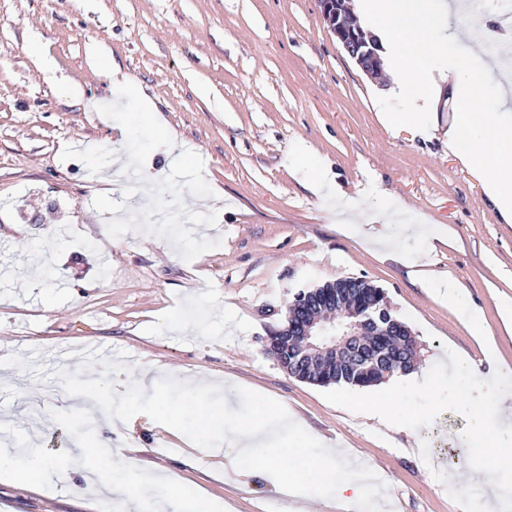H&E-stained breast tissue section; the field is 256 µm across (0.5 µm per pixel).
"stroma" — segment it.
<instances>
[{
    "label": "stroma",
    "mask_w": 512,
    "mask_h": 512,
    "mask_svg": "<svg viewBox=\"0 0 512 512\" xmlns=\"http://www.w3.org/2000/svg\"><path fill=\"white\" fill-rule=\"evenodd\" d=\"M503 15L498 0L476 15L462 0L447 33L496 72L480 21ZM33 39L40 55L28 51ZM123 81L139 98L116 100ZM395 92L336 42L316 0H0V352L53 371L56 349L69 347L74 371L90 341L134 381L154 365L237 383L375 471L387 486L381 512H471L484 481L464 500L455 483L479 431L512 448V426L471 410L482 385L446 405L417 374L391 378L418 414L423 463L409 432L364 416L359 402L377 387L302 382L264 350L299 290L363 277L411 330L420 367L452 378L450 356H490L500 393L512 394V330L494 302L512 297V223L448 150L455 97L435 95L429 129L412 137L382 120L376 99ZM308 153L330 174L316 192ZM340 198L373 232L423 225L404 250L454 277L464 303L434 300L411 267L345 233ZM44 387L0 367V454L45 460L39 489L0 482V512H105L112 496L86 480L88 447L140 481L139 512L167 495L146 482L154 470L229 512H285L273 478L230 472L144 414L117 428L83 423L66 392L46 399Z\"/></svg>",
    "instance_id": "stroma-1"
}]
</instances>
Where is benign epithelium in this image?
I'll return each mask as SVG.
<instances>
[{
	"label": "benign epithelium",
	"instance_id": "1",
	"mask_svg": "<svg viewBox=\"0 0 512 512\" xmlns=\"http://www.w3.org/2000/svg\"><path fill=\"white\" fill-rule=\"evenodd\" d=\"M329 30L369 77L381 68L383 47L372 34L353 25L344 0H317ZM318 289L299 294L302 315L289 314L285 324L270 332L265 351L291 377L305 380L312 371L324 370L337 359L360 370H377L387 374V355L367 341L369 336L405 335L409 329L390 314L387 300L374 304L352 303L350 319L326 320L315 312L309 295Z\"/></svg>",
	"mask_w": 512,
	"mask_h": 512
}]
</instances>
